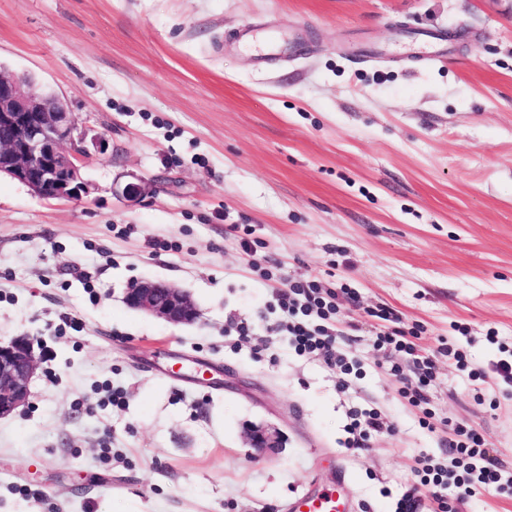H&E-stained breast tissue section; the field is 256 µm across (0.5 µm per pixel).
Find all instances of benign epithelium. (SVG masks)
Returning a JSON list of instances; mask_svg holds the SVG:
<instances>
[{
  "mask_svg": "<svg viewBox=\"0 0 512 512\" xmlns=\"http://www.w3.org/2000/svg\"><path fill=\"white\" fill-rule=\"evenodd\" d=\"M77 117L59 96L46 99L28 76L0 70V176L40 197L79 199L86 193L81 169L86 150L76 140ZM132 309L172 324H192L199 310L192 297L161 281L137 280L126 288ZM39 366L33 340L0 341V419L25 405ZM246 443L262 450L279 446L276 431L245 430Z\"/></svg>",
  "mask_w": 512,
  "mask_h": 512,
  "instance_id": "obj_1",
  "label": "benign epithelium"
}]
</instances>
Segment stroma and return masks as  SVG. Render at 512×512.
<instances>
[{
    "instance_id": "obj_1",
    "label": "stroma",
    "mask_w": 512,
    "mask_h": 512,
    "mask_svg": "<svg viewBox=\"0 0 512 512\" xmlns=\"http://www.w3.org/2000/svg\"><path fill=\"white\" fill-rule=\"evenodd\" d=\"M247 23L293 51L259 62L232 40ZM421 30L453 31L447 58L411 57ZM0 64L64 98L92 145L82 199L0 176V340L40 358L0 420V512H286L341 472L354 512H396L449 458L400 393L408 357L374 344L379 307L435 363L434 421L512 472V384L472 375L512 350V0H0ZM253 250L358 293L336 316L357 326L350 387L270 331ZM144 278L188 292L197 322L128 308ZM354 407L390 426L362 450L344 445ZM253 424L279 448L247 447ZM442 496L512 512L511 485Z\"/></svg>"
}]
</instances>
